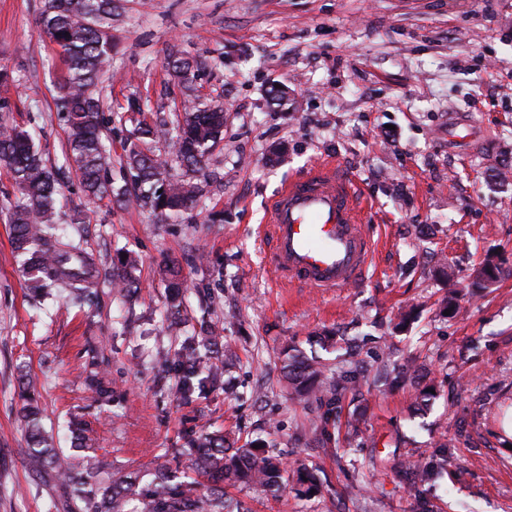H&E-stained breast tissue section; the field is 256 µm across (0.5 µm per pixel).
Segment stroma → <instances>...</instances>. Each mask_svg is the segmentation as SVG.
Instances as JSON below:
<instances>
[{"label":"stroma","mask_w":512,"mask_h":512,"mask_svg":"<svg viewBox=\"0 0 512 512\" xmlns=\"http://www.w3.org/2000/svg\"><path fill=\"white\" fill-rule=\"evenodd\" d=\"M41 0H0V83L10 124L39 130L62 166L65 127L55 112L65 73L59 48L36 22ZM112 29V180L123 202L90 204L66 225L99 269L137 255L133 297L110 281L77 304L38 303L26 286L0 212V512H56L62 492L20 453L22 374L37 382L42 424L62 458L135 471L141 483L170 467L193 436L224 431L263 441L288 464L317 470L315 497L227 488L247 512H512V0H123ZM199 63L190 90L165 66L170 48ZM288 92L274 105L272 85ZM225 109L211 155L216 179L196 209L158 221L122 168L139 120L173 121L184 99ZM476 122L473 148L450 147L448 120ZM335 159L364 198L374 251L365 279L330 295L277 281L262 233L288 177ZM220 223H209L210 215ZM502 270L471 292L485 258ZM176 261L187 279L179 329L166 319ZM459 295L445 313L449 285ZM412 320L400 332V311ZM363 338L359 386L346 393L339 442L310 432L313 414L292 400L280 350L328 331ZM231 345L225 384L183 399L173 358L203 332ZM428 372L435 397L414 413L410 383L371 384L382 360ZM105 379L109 403L91 378ZM80 419L92 440L72 446ZM358 429L359 444L349 433ZM446 443V473L414 489L391 458L432 459Z\"/></svg>","instance_id":"35a3bbf8"}]
</instances>
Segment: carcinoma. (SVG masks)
<instances>
[{
  "mask_svg": "<svg viewBox=\"0 0 512 512\" xmlns=\"http://www.w3.org/2000/svg\"><path fill=\"white\" fill-rule=\"evenodd\" d=\"M119 0H43L38 24L56 44L67 71L59 82L56 109L66 127L65 163L77 174L87 201L119 199L112 186V119L110 107L102 96V83L112 64V23L120 17ZM199 66L171 49L166 67L188 82ZM224 131V109L220 105H202L193 101L175 113L174 127L167 124H138L127 139L124 170L142 198L160 217L178 218L193 210L210 184L209 156ZM167 144L166 160L153 153L151 145ZM0 166L7 169L17 196L7 207L13 251L20 258L27 287L34 294L52 298L62 289L76 302L85 301L90 289L97 287L99 271L94 259L80 243L59 231L62 217L70 224L85 223L84 210L73 207L64 215L59 207L63 194L57 167L39 141L27 130L0 124ZM136 266L127 255L113 264L112 284L127 292L134 287L131 278ZM169 276L167 313L177 319L183 306L186 282L171 261L163 263ZM187 349L178 354L175 365L182 376V396L190 398L204 389L197 380L198 346L219 343L217 336L186 338ZM284 379L291 395L316 405L311 420L312 433L322 432L337 414V403L347 388L356 383L350 370L333 371L317 357H309L295 343L281 351ZM21 412L28 425V447L23 449L32 469L52 472L61 480L71 512H123L125 499L137 494L143 512H237L238 503L224 497V481L243 483L278 496L292 488L308 498L319 489L314 472L299 468L288 473V464L264 448H253L250 441L238 448L226 445L224 436L200 434L187 442L183 454L190 457L195 473L207 478L206 487L188 475L180 477L165 470L141 488L132 474H112L106 486L89 472L64 468L57 449L41 426V410L31 382L22 385ZM393 466L402 470L409 483L419 488L438 476L444 463Z\"/></svg>",
  "mask_w": 512,
  "mask_h": 512,
  "instance_id": "1",
  "label": "carcinoma"
}]
</instances>
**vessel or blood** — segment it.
<instances>
[{
  "mask_svg": "<svg viewBox=\"0 0 512 512\" xmlns=\"http://www.w3.org/2000/svg\"><path fill=\"white\" fill-rule=\"evenodd\" d=\"M278 279L320 290L362 280L372 251L353 179L333 162L318 163L306 177L284 183L270 205Z\"/></svg>",
  "mask_w": 512,
  "mask_h": 512,
  "instance_id": "obj_1",
  "label": "vessel or blood"
}]
</instances>
